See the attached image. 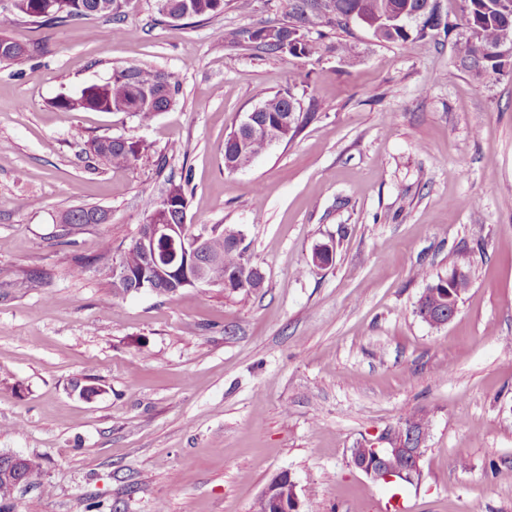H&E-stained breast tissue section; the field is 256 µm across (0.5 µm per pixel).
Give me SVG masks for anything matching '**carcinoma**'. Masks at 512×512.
Listing matches in <instances>:
<instances>
[{
    "label": "carcinoma",
    "mask_w": 512,
    "mask_h": 512,
    "mask_svg": "<svg viewBox=\"0 0 512 512\" xmlns=\"http://www.w3.org/2000/svg\"><path fill=\"white\" fill-rule=\"evenodd\" d=\"M158 12L169 20L212 17L224 13L226 0H156ZM429 0H289L288 22L280 27L297 31L317 27H336L348 30L343 17L357 14L363 17L374 37L382 42L404 45L423 39L427 32L456 33L454 54L456 62L476 78L503 75L512 71V57L496 53L501 47H512V9L504 0H460V14L455 20L441 23L437 6H428ZM127 0H13L18 12L35 17V21L49 25L65 24L74 19L110 16L119 19ZM401 13L411 14L422 21L423 28L389 27L381 18ZM264 28L239 29L222 34L227 43L254 44L268 54H280L276 41L262 37ZM26 55V48L8 36L0 34V63H15ZM178 92L171 76L158 69L126 67L115 70L112 77L83 88L76 97H61L55 105L70 111L130 112L142 124L150 123L159 113L167 111ZM260 111L254 113L249 126L237 125L224 140V169L237 171L250 166L270 149L266 137L269 128L285 133L290 140L302 128L300 104L291 92L267 94L259 101ZM85 153L91 154L112 167H125L152 151L150 144L132 137H99L85 142ZM105 221V210L98 206H76L63 213L61 223L72 231L86 224ZM234 229H224L209 235L200 260L207 267L211 285L224 289L229 295H249L265 285V275L244 259L243 250L235 243ZM118 255L131 271L142 270L148 263L146 254L132 244L112 247V240L102 241L100 259L104 260L103 274L112 288V296L131 294L133 285L119 287L112 277L110 259ZM417 276L428 281L426 289L429 305L438 308L445 300L458 304V298H445L443 278L430 280L424 268ZM184 289L180 280L172 279L152 284L149 291L163 296H174Z\"/></svg>",
    "instance_id": "carcinoma-1"
}]
</instances>
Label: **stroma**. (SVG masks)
I'll return each instance as SVG.
<instances>
[{"label":"stroma","mask_w":512,"mask_h":512,"mask_svg":"<svg viewBox=\"0 0 512 512\" xmlns=\"http://www.w3.org/2000/svg\"><path fill=\"white\" fill-rule=\"evenodd\" d=\"M287 10L228 0L171 22L129 0L121 21L54 27L0 0V33L29 49L0 65V451L38 458L46 485L0 512H255L282 474L320 512H512V73L474 78L441 34L400 46L355 25L347 58L327 28L308 33L318 57L219 37ZM129 66L179 85L152 122L55 107ZM287 90L311 111L299 133L225 170V137ZM102 136L152 152L104 166L84 152ZM184 174L188 223L242 230L264 288L113 296L101 242L129 243ZM81 205L108 222L65 232ZM421 264L470 274L445 326L416 313ZM416 413L418 482L353 467L352 448Z\"/></svg>","instance_id":"obj_1"}]
</instances>
